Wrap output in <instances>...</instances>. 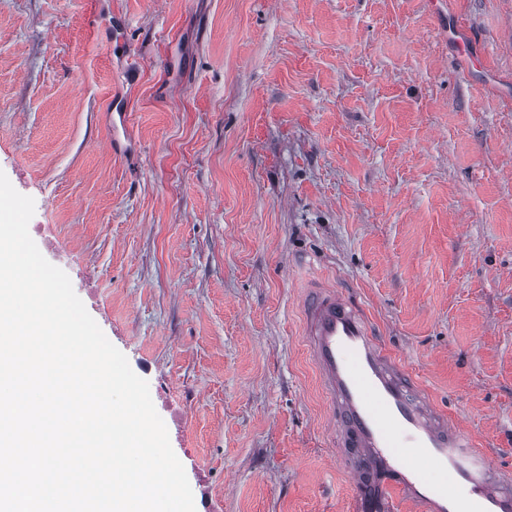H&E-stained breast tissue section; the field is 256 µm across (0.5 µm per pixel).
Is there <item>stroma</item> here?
<instances>
[{
	"instance_id": "obj_1",
	"label": "stroma",
	"mask_w": 512,
	"mask_h": 512,
	"mask_svg": "<svg viewBox=\"0 0 512 512\" xmlns=\"http://www.w3.org/2000/svg\"><path fill=\"white\" fill-rule=\"evenodd\" d=\"M0 171L196 512H349L313 282L512 478V0H0Z\"/></svg>"
}]
</instances>
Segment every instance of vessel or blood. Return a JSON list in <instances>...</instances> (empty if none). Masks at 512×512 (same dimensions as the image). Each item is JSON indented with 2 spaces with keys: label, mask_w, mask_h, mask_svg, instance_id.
I'll return each instance as SVG.
<instances>
[{
  "label": "vessel or blood",
  "mask_w": 512,
  "mask_h": 512,
  "mask_svg": "<svg viewBox=\"0 0 512 512\" xmlns=\"http://www.w3.org/2000/svg\"><path fill=\"white\" fill-rule=\"evenodd\" d=\"M303 332L352 477L350 512H512V479L391 359L353 303L311 285Z\"/></svg>",
  "instance_id": "vessel-or-blood-1"
}]
</instances>
